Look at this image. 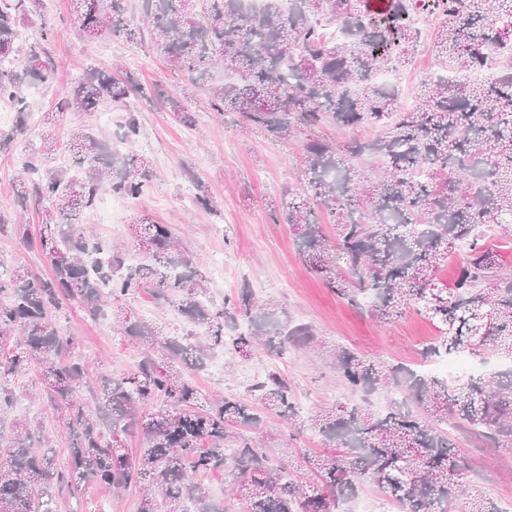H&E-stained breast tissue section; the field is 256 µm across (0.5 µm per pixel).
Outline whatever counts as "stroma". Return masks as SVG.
Here are the masks:
<instances>
[{"mask_svg":"<svg viewBox=\"0 0 512 512\" xmlns=\"http://www.w3.org/2000/svg\"><path fill=\"white\" fill-rule=\"evenodd\" d=\"M16 26L26 35L20 43L22 50L47 53L58 70L51 82L27 98L28 111L37 115L35 127L16 134L17 108L0 114V132L16 134L11 146L0 150L1 215L12 219L24 214L28 229L38 231L44 209L19 201L17 176L21 159L40 148L42 134L56 139L55 165L59 168L72 163L67 143L76 128H90L102 143L122 139L125 114L113 107H102L90 116L56 112L58 102L85 70L120 65L122 75L131 76L143 88L129 98L130 109L138 115L140 135L126 143L125 151L147 162L149 179L136 200L102 192L97 205L84 213L83 223L91 225L98 236L123 244L129 256L138 251L128 235V226L136 218L146 216L171 225L205 273L214 303L248 287L256 299L274 301L297 321L312 324L321 347L290 353L277 365L303 410L348 396L325 358L324 346L339 343L366 357L379 356L390 362L418 360L422 346L437 335L430 320L410 314L389 324L376 323L336 297L299 257L293 232L282 218V200L288 186L297 185L301 176V138L278 139L242 127L236 114L213 112L207 94L152 50L151 36L145 30H135L130 36L86 37L72 0H37L32 14L19 16ZM442 67V59L429 50H419L402 71V105L413 106L426 74L441 72ZM173 98L191 112V123L179 121L169 104ZM204 193L217 202V213L184 201L185 196ZM129 306L139 320L167 325L171 335L182 334L186 327L173 306L151 294L130 299ZM60 324L85 354V365L92 374L127 372L146 353L160 361L166 357L161 347L118 333L112 320L85 319L77 302L69 304ZM267 364L262 353L221 366L211 364L196 373L195 381L206 393L233 392L246 399L255 373ZM39 385L37 371L19 374L14 382L17 401L40 415L43 433L63 462L72 439L60 427L48 400L31 401L29 393ZM457 445L469 460L476 485L487 496L512 506V451L503 452L490 465L485 449L476 447L469 437L458 436ZM150 492L144 485L112 495L88 489L63 496L60 512H137L141 499Z\"/></svg>","mask_w":512,"mask_h":512,"instance_id":"35a3bbf8","label":"stroma"}]
</instances>
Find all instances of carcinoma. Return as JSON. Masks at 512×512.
<instances>
[{"mask_svg": "<svg viewBox=\"0 0 512 512\" xmlns=\"http://www.w3.org/2000/svg\"><path fill=\"white\" fill-rule=\"evenodd\" d=\"M93 38L130 34L126 0H74ZM153 50L209 96L213 111L237 113L246 128L286 139L304 135L299 185L288 191L286 221L310 273L357 309L387 324L410 312L435 324L437 339L421 361L468 354L503 368L454 380L418 365L368 359L342 345L327 349L341 385L352 393H387L384 411L338 402L309 412L305 424L323 448H274L248 434L258 410L226 393L204 395L190 372L216 349L248 359L258 350L280 357L322 346L310 324L296 323L268 300L242 288L219 306L206 277L168 224L141 217L128 234L144 254L125 264L112 242L81 224L103 189L137 199L148 181L146 162L115 155L82 129L69 149L82 177L49 167L57 142L23 167V184L52 204L33 239L51 266L35 276L23 265L0 266V512H58L60 496L85 487L117 492L156 486L165 504L144 497L138 512H231L214 499L205 477H231L238 512H344L364 483L398 512H506L469 479V467L448 429L469 431L488 448L512 449V272L486 245L493 230L512 232V0H390L371 11L362 0H143ZM29 0H0V99L25 115V90L46 83L56 66L35 51L21 68L16 18ZM438 20L434 48L448 74L426 80L409 108L400 88L376 76L412 61L425 32L422 16ZM343 38L336 39V31ZM497 65L485 82L471 74ZM133 78L88 70L58 103L59 113L92 114L103 105L126 113L124 138L139 136L129 109ZM350 128L333 143L320 132ZM320 209L333 236L326 235ZM466 259L451 284L438 278L448 251ZM347 267L338 269L339 260ZM141 292L176 304L201 337H168L163 327L132 319L126 299ZM78 301L94 318L114 307L128 336L162 345L180 366L145 358L114 377H89L74 339L58 318ZM247 333L226 331L239 319ZM36 367L41 393L73 438L65 466L42 443L38 417L14 418L10 379ZM86 387L89 407L75 399ZM261 406L293 421L300 411L288 380L269 370L253 385ZM142 442L137 451L120 436Z\"/></svg>", "mask_w": 512, "mask_h": 512, "instance_id": "1", "label": "carcinoma"}]
</instances>
